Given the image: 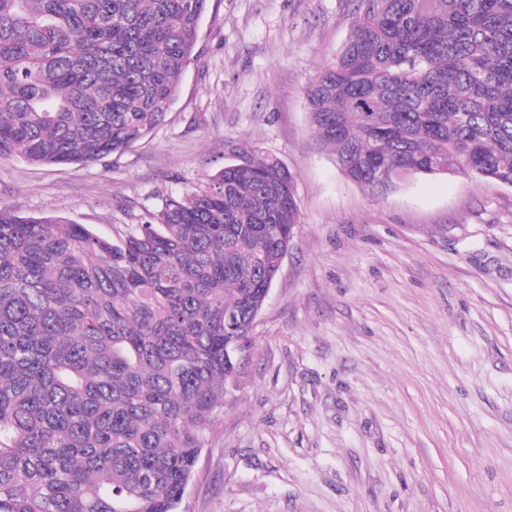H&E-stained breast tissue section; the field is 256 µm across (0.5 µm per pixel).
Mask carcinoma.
I'll return each instance as SVG.
<instances>
[{"mask_svg": "<svg viewBox=\"0 0 512 512\" xmlns=\"http://www.w3.org/2000/svg\"><path fill=\"white\" fill-rule=\"evenodd\" d=\"M208 2L0 0V161L144 139ZM306 97L359 185L512 183V0H359ZM298 224L293 175L253 149L116 241L0 206V512H176Z\"/></svg>", "mask_w": 512, "mask_h": 512, "instance_id": "obj_1", "label": "carcinoma"}]
</instances>
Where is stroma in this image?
Returning a JSON list of instances; mask_svg holds the SVG:
<instances>
[{
    "label": "stroma",
    "mask_w": 512,
    "mask_h": 512,
    "mask_svg": "<svg viewBox=\"0 0 512 512\" xmlns=\"http://www.w3.org/2000/svg\"><path fill=\"white\" fill-rule=\"evenodd\" d=\"M354 9L209 0L147 137L0 162V205L112 238L239 148L294 175L301 222L178 512H512V187L440 173L375 196L314 146L306 87Z\"/></svg>",
    "instance_id": "stroma-1"
}]
</instances>
